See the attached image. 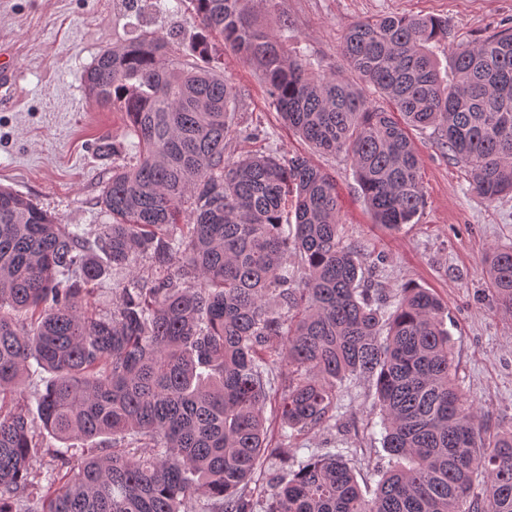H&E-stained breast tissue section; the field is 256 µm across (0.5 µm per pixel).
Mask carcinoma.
I'll list each match as a JSON object with an SVG mask.
<instances>
[{
    "label": "carcinoma",
    "instance_id": "1",
    "mask_svg": "<svg viewBox=\"0 0 512 512\" xmlns=\"http://www.w3.org/2000/svg\"><path fill=\"white\" fill-rule=\"evenodd\" d=\"M247 3L174 0L200 21L187 45L143 28L85 71L89 100L123 113L137 139L102 191L110 223L72 230L0 185V400L32 368L53 373L37 415L0 409V512H256L245 488L258 462L293 453L267 443L275 365L288 374L285 438L328 427L339 384L366 376L398 464L368 497L342 452L313 453L271 478L263 512H512V427L483 436L444 304L408 286L390 307L361 287L336 183L306 157L225 156L239 94L220 73L227 49L260 71L288 127L346 153L374 223L398 230L425 206L410 129L437 132L479 197L512 193V27L457 48L450 81L429 50L448 21L352 25L340 54L386 109L315 74ZM111 268L133 274L101 310L91 289ZM487 274L511 310L512 246ZM96 438L78 458L53 451L63 475L32 495L40 449Z\"/></svg>",
    "mask_w": 512,
    "mask_h": 512
}]
</instances>
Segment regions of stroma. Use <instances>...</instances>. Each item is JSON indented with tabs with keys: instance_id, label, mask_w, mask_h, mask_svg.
Masks as SVG:
<instances>
[{
	"instance_id": "1",
	"label": "stroma",
	"mask_w": 512,
	"mask_h": 512,
	"mask_svg": "<svg viewBox=\"0 0 512 512\" xmlns=\"http://www.w3.org/2000/svg\"><path fill=\"white\" fill-rule=\"evenodd\" d=\"M173 0H0V50L13 63L16 81L0 89V185L29 197L61 223H108L98 203L112 174V158L100 140L123 155L136 147L125 135L121 113L90 103L85 70L98 54L146 25L189 41L198 31L193 14H173ZM257 23L287 33L289 51L310 59L317 72L350 77L339 53L347 28L387 14L447 20V41L434 52L442 67L461 45L489 35L512 19V0H251ZM222 71L239 91L237 130L262 131L257 140H230L231 157L275 150L302 155L336 182L345 242L369 256L366 279L397 299L400 288L433 291L446 307L445 324L457 366V382L480 410L488 433L512 426V315L500 311L485 274L492 250L512 244V195L489 203L469 187V173L441 148L433 131H412L426 204L413 223L391 231L374 224L345 154L315 153L270 105L258 71L225 52ZM368 380L340 388L335 426L290 442L297 459L326 448L345 450L363 490L374 491L389 456L372 412Z\"/></svg>"
}]
</instances>
